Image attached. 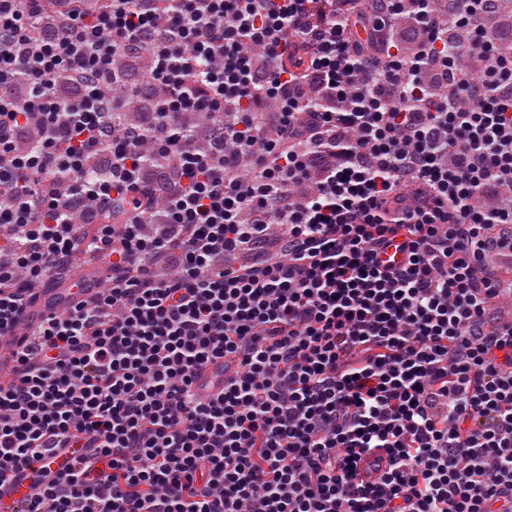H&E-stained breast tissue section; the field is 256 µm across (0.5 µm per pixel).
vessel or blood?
<instances>
[{
	"mask_svg": "<svg viewBox=\"0 0 512 512\" xmlns=\"http://www.w3.org/2000/svg\"><path fill=\"white\" fill-rule=\"evenodd\" d=\"M101 277L99 268L79 266L71 276L58 280L54 287L40 289L36 301L25 312V324H37L46 314L63 311L80 299L93 295L98 290ZM17 344L16 337H0L1 379L10 377L14 371ZM223 383L224 367L217 364L202 371L197 386L206 395L219 389ZM31 483L32 476L27 471L0 481V512H23Z\"/></svg>",
	"mask_w": 512,
	"mask_h": 512,
	"instance_id": "vessel-or-blood-1",
	"label": "vessel or blood"
}]
</instances>
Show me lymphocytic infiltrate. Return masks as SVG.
Here are the masks:
<instances>
[{"instance_id": "lymphocytic-infiltrate-1", "label": "lymphocytic infiltrate", "mask_w": 512, "mask_h": 512, "mask_svg": "<svg viewBox=\"0 0 512 512\" xmlns=\"http://www.w3.org/2000/svg\"><path fill=\"white\" fill-rule=\"evenodd\" d=\"M89 2L0 0V335L73 260L107 272L0 385V479L84 451L25 512H512L499 0H370L371 52L348 0ZM118 55L149 60L121 127ZM404 12L394 16L391 21L395 38H397L400 47V54L407 55V51L415 46V40L417 38V32L415 30L414 20L405 19L401 17ZM224 383V367L222 363L212 365L206 368L200 374L197 382L199 391L208 395L209 393L219 389Z\"/></svg>"}]
</instances>
